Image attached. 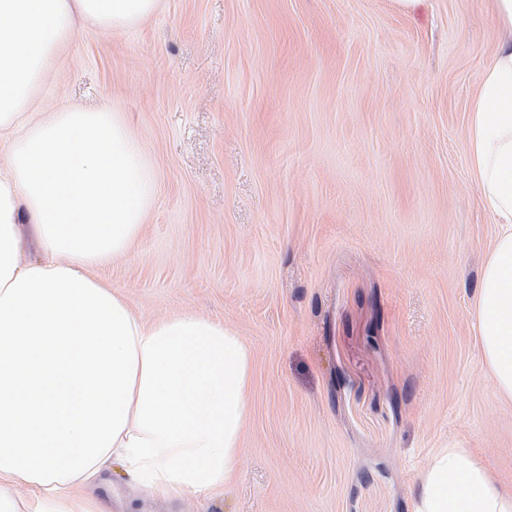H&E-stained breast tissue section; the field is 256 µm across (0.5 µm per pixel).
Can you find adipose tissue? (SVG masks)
<instances>
[{
	"label": "adipose tissue",
	"instance_id": "obj_1",
	"mask_svg": "<svg viewBox=\"0 0 512 512\" xmlns=\"http://www.w3.org/2000/svg\"><path fill=\"white\" fill-rule=\"evenodd\" d=\"M499 41L467 126L470 175L498 233L476 294V344L512 401V0H494ZM160 0H0V512H108L88 489L113 462L176 500L239 475L253 354L193 313L145 324L91 276L124 254L156 199L153 168L120 113L34 110L76 24L125 30ZM40 257L18 258L21 223ZM25 494H18V485ZM412 512H512L467 448H439Z\"/></svg>",
	"mask_w": 512,
	"mask_h": 512
}]
</instances>
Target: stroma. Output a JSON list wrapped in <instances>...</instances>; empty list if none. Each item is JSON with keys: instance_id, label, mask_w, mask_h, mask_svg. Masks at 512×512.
Instances as JSON below:
<instances>
[{"instance_id": "1", "label": "stroma", "mask_w": 512, "mask_h": 512, "mask_svg": "<svg viewBox=\"0 0 512 512\" xmlns=\"http://www.w3.org/2000/svg\"><path fill=\"white\" fill-rule=\"evenodd\" d=\"M497 39L493 0H161L75 28L39 111L121 113L157 180L93 276L145 323L194 313L253 351L236 482L168 501L116 462L109 512H410L438 448L512 483L474 336L498 227L466 146Z\"/></svg>"}]
</instances>
